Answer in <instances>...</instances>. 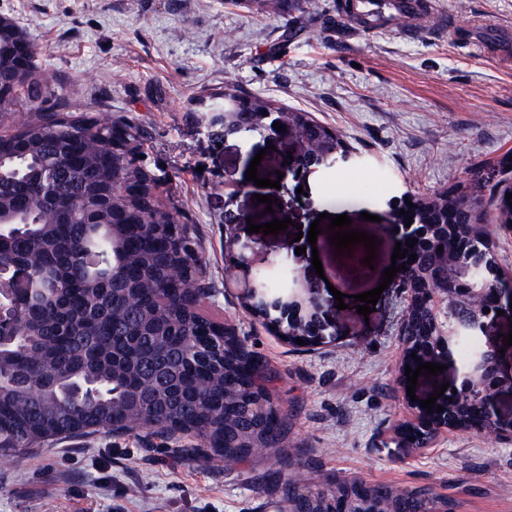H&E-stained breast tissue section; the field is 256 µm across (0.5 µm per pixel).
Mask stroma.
<instances>
[{"label": "stroma", "instance_id": "obj_1", "mask_svg": "<svg viewBox=\"0 0 512 512\" xmlns=\"http://www.w3.org/2000/svg\"><path fill=\"white\" fill-rule=\"evenodd\" d=\"M451 16L442 27L408 38L393 25L361 30L336 13V0H305L296 16L259 13L238 0H0V15L30 34L37 64L56 93L111 121L145 126L144 165L175 200L214 290L203 314L234 327L272 369L276 400L291 427L284 442L310 488L331 480L432 489L453 512H512V437L440 428L420 446L398 432L415 422L407 401L459 387V357L444 373L409 388L401 373L407 295L381 289L375 312L358 314L356 295L380 289L395 238L378 232L396 221L405 199L451 187L471 191L470 172L489 182L477 197L483 232L500 272L512 277V225L499 219L512 193V0H433ZM298 33L283 40L287 28ZM233 82L250 94L309 112L343 137L349 155L278 179L287 149L264 135L225 136L211 108L194 101ZM260 165H253V158ZM279 180L267 212L247 181ZM345 214L374 235L377 257L360 276L328 233L316 253L296 254L298 227L319 214ZM291 219L278 235L256 233L263 252L285 270L320 259L328 322L323 341L295 346L253 315L228 274L225 222ZM348 294L338 309L335 292ZM194 437L163 439L150 430L65 438L0 456V512H290L278 484L277 454L262 450L226 463L193 456Z\"/></svg>", "mask_w": 512, "mask_h": 512}]
</instances>
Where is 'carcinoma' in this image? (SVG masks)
Wrapping results in <instances>:
<instances>
[{"label":"carcinoma","instance_id":"carcinoma-1","mask_svg":"<svg viewBox=\"0 0 512 512\" xmlns=\"http://www.w3.org/2000/svg\"><path fill=\"white\" fill-rule=\"evenodd\" d=\"M256 129L274 101L224 84ZM294 126L318 134L317 147L344 148L336 132L301 110ZM145 131L127 120L98 125L44 82L35 46L0 28V278L5 300L21 314L0 325V452L50 438L98 431L155 430L204 442L189 452L242 460L255 444L283 447L288 413L274 399L275 374L235 331L199 311L198 299L170 282L175 255L159 239H184L180 210L156 196L158 178L139 164ZM466 196L448 191L404 206L417 255L401 272L410 294L430 290L432 247L444 243L492 277L489 247L460 230L478 220ZM437 315L426 304L403 335L427 342ZM463 427L479 404L454 405ZM284 498L297 512H356L391 501L397 512H448L427 488L407 492L364 482L310 490L286 471Z\"/></svg>","mask_w":512,"mask_h":512}]
</instances>
